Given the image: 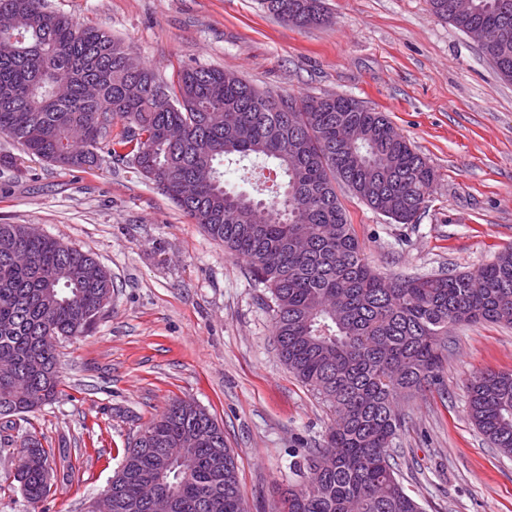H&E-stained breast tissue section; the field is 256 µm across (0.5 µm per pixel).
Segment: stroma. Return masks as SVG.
<instances>
[{"mask_svg":"<svg viewBox=\"0 0 512 512\" xmlns=\"http://www.w3.org/2000/svg\"><path fill=\"white\" fill-rule=\"evenodd\" d=\"M329 24L299 28L259 0H44L105 29L164 81L215 66L275 95H345L384 112L436 177L418 223L396 224L339 197L382 275L464 272L512 248V83L427 0H324ZM0 223L32 224L93 253L112 273L95 330L56 346L62 391L20 430L0 426V512H28L14 479L26 433L51 452L41 512H84L125 448L173 400L224 430L248 512H273L293 455L321 442L333 411L281 361L269 291L132 165L68 171L0 137ZM512 371V328L448 333L434 384L401 399L394 446L424 512H512V458L467 415L468 386Z\"/></svg>","mask_w":512,"mask_h":512,"instance_id":"1","label":"stroma"}]
</instances>
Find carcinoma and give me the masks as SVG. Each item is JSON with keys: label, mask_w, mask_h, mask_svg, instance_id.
<instances>
[{"label": "carcinoma", "mask_w": 512, "mask_h": 512, "mask_svg": "<svg viewBox=\"0 0 512 512\" xmlns=\"http://www.w3.org/2000/svg\"><path fill=\"white\" fill-rule=\"evenodd\" d=\"M451 0L431 10L462 32L504 31L482 48L512 82V0ZM300 28L327 21L323 0H262ZM0 135L27 155L85 172L102 155L132 165L227 254L266 285L278 353L336 413L323 443L293 463L302 482L277 512H423L405 490L392 445L404 417L398 399L435 382L448 363V328L512 326V248L473 271L384 277L366 260L336 193L343 185L398 224H415L433 168L381 112L341 97L324 106L288 98L296 112L261 108L262 92L218 68L187 66L174 85L133 61L122 43L45 10L43 0H0ZM120 121L123 130L112 135ZM273 163L281 181L266 200L229 189L224 162ZM112 275L89 252L23 224H0V418L55 399V348L89 331L112 301ZM469 417L512 457V372L486 371L469 388ZM31 452L15 480L35 507L50 489V453ZM153 480L171 512H248L224 429L199 406L175 400L126 448L106 490L112 512H153L141 484Z\"/></svg>", "instance_id": "1"}]
</instances>
